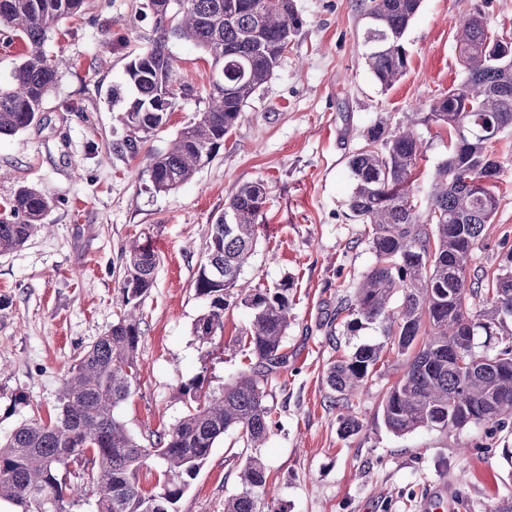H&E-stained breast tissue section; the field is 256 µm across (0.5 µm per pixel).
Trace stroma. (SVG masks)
<instances>
[{
	"mask_svg": "<svg viewBox=\"0 0 512 512\" xmlns=\"http://www.w3.org/2000/svg\"><path fill=\"white\" fill-rule=\"evenodd\" d=\"M144 2L89 0L82 18L51 31L46 52L70 65L40 123L0 137V208L22 183L53 201L46 230L0 255V437L55 415L72 366L117 319L125 248L144 229L159 266L141 304L137 382L116 417L148 443L189 413L188 385L200 381L217 393L246 370L240 337L250 309L230 307L223 333L202 342L193 328L207 302L195 280L215 219L242 184L261 180L266 217L242 278L254 287L292 285L288 369L264 385L273 426L257 450L269 512H424L438 488L447 490L450 512H488L512 501V422L395 435L382 403L405 362L386 352L348 409L362 429L345 437L326 375L339 357L383 340L378 325L353 331L336 315L375 264L368 227L349 208V160L379 117L401 122L465 80L455 31L476 0H421L404 39L407 71L388 89L364 63L360 0H294L303 25L271 79L218 155L169 193L153 190L146 169L203 111L211 64L191 44L170 39L185 92L168 124L130 155L112 90L154 36ZM493 152L505 194L470 264L490 273L512 263V129ZM249 454L237 432L225 433L178 512H224L225 499L241 490L237 471Z\"/></svg>",
	"mask_w": 512,
	"mask_h": 512,
	"instance_id": "obj_1",
	"label": "stroma"
}]
</instances>
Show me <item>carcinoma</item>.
<instances>
[{"label": "carcinoma", "mask_w": 512, "mask_h": 512, "mask_svg": "<svg viewBox=\"0 0 512 512\" xmlns=\"http://www.w3.org/2000/svg\"><path fill=\"white\" fill-rule=\"evenodd\" d=\"M148 0L155 17L150 46L126 68V99L112 90L128 129L126 149L168 123L182 85L178 84L168 40L192 43L224 71L210 81L203 112L183 127L168 150L147 166L152 187L169 193L190 182L224 147L248 100L272 77L302 27L292 0ZM421 0H367L362 33L364 59L385 89L405 73L404 36ZM475 6L457 28L465 81L432 99L424 116L411 112L407 125L389 128L381 117L366 145L349 161L354 180L351 210L370 226L375 265L357 283L344 310L346 325L377 322L384 341L364 345L331 364L327 381L333 403L350 399L376 368L383 349L406 357L403 376L389 388L382 406L385 426L397 435L421 428L462 429L472 423L503 425L512 418V341L490 352L475 350L474 336L497 335L512 317V270L489 276L471 273L469 259L499 205L500 164L493 143L512 129V53L495 55L505 37L490 33L485 7ZM88 0H0V32L26 45V55L10 81L0 85V136L40 122L47 94L64 60L43 49L61 20L81 16ZM433 122L448 129V158L438 164L430 186V209L421 210L413 193L422 143L413 126ZM466 130L459 131V124ZM268 188L256 180L241 185L224 215L211 225L205 260L195 282L208 309L194 323L207 342L224 330V311L236 303L252 310L241 341L254 362L217 395L193 383L197 406L170 430L155 434L150 446L130 435L114 410L129 398L138 374L142 300L154 286L159 257L150 233L128 245L121 289L122 310L112 328L72 367L55 417L20 425L0 439V500L16 512H71L59 470L86 465L96 487L92 512H176L175 505L196 479L215 441L229 430L250 448L270 433L271 413L262 384L286 368L283 336L288 329L291 285L250 288L241 274L257 244ZM49 197L19 186L0 212V254L24 246L46 229ZM401 304L392 306L395 294ZM159 462L158 490L140 486V472ZM242 490L224 500V512H263L267 471L257 456L241 464Z\"/></svg>", "instance_id": "cac0c4a2"}]
</instances>
